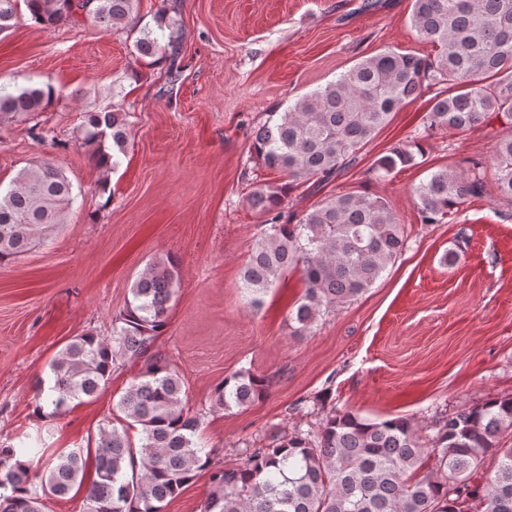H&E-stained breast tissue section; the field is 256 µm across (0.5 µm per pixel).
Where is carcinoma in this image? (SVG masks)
I'll list each match as a JSON object with an SVG mask.
<instances>
[{"instance_id": "carcinoma-1", "label": "carcinoma", "mask_w": 512, "mask_h": 512, "mask_svg": "<svg viewBox=\"0 0 512 512\" xmlns=\"http://www.w3.org/2000/svg\"><path fill=\"white\" fill-rule=\"evenodd\" d=\"M45 26L126 28L139 0H0V33L18 17V2ZM411 24L432 56L385 49L359 60L336 80L272 113L252 133V152L270 170L288 176L265 183L250 203L268 216L242 266L241 288L251 303L290 269L300 270L305 293L291 315L295 332L319 314L371 288L394 264L406 236L389 202L376 195L344 193L310 208L298 220L283 197L305 184L320 187L351 165L392 114L432 87L426 129L462 134L492 114L512 117V0H413ZM179 35L161 45L144 29L134 42L141 59L175 55ZM54 88L0 86V123L42 111ZM83 144L92 148L106 191L109 175L128 144L124 115L88 109ZM421 142L403 141L376 159L380 178L410 164ZM474 161L465 173L439 170L415 189L421 223L453 220L468 200L485 193ZM494 183L512 201V136L493 153ZM72 183L50 160L18 172L0 188V266L14 262L65 223ZM178 272L169 258L150 262L132 288V302L112 323V334L73 337L38 382L35 412L55 416L91 399L115 367L139 366L112 403L94 448L38 457L44 438H0V512H44L34 479L44 471L48 492L67 496L85 488L84 512H164L165 503L203 471L209 491L202 512H512V395L448 416L427 449L410 418L367 419L333 411L315 430L294 429L253 449L245 466L212 467L199 441L207 412L244 408L265 396L268 380L240 370L213 391L208 410L186 406L185 382L154 342L167 327ZM46 406L52 412H43ZM138 435L133 441L132 434ZM494 469L484 471L487 457Z\"/></svg>"}]
</instances>
